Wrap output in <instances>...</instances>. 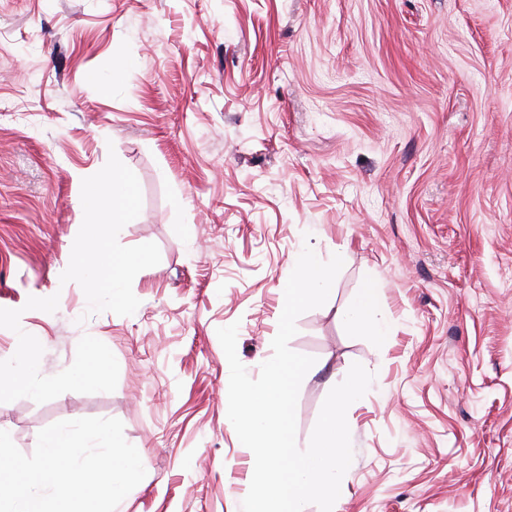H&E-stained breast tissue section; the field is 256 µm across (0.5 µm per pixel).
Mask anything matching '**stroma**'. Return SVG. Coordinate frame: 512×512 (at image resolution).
Instances as JSON below:
<instances>
[{"instance_id":"stroma-1","label":"stroma","mask_w":512,"mask_h":512,"mask_svg":"<svg viewBox=\"0 0 512 512\" xmlns=\"http://www.w3.org/2000/svg\"><path fill=\"white\" fill-rule=\"evenodd\" d=\"M307 245L344 264L289 342L298 447L374 375L336 512H512V0H0V372L50 383L0 395L22 453L116 418L117 512H240L217 330L258 377ZM86 254L132 262L97 291ZM369 279L382 336L342 317ZM129 176L122 171H112L109 191L112 197V223L129 224L134 219V211L128 195Z\"/></svg>"}]
</instances>
